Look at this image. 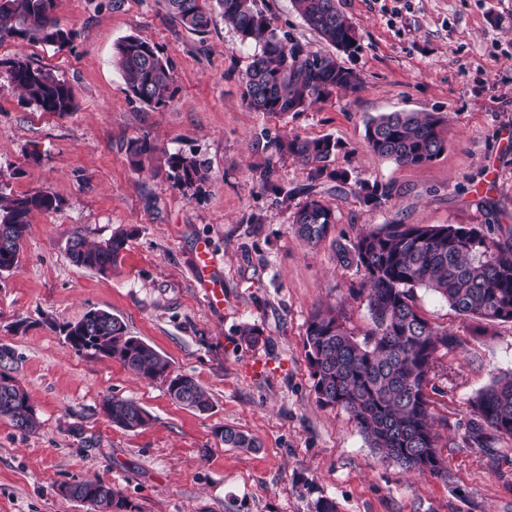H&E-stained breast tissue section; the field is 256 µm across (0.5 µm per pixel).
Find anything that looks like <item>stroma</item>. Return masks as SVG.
Wrapping results in <instances>:
<instances>
[{"label": "stroma", "mask_w": 512, "mask_h": 512, "mask_svg": "<svg viewBox=\"0 0 512 512\" xmlns=\"http://www.w3.org/2000/svg\"><path fill=\"white\" fill-rule=\"evenodd\" d=\"M276 26L315 52L329 46L291 0H265ZM360 35L344 58L356 92H339L282 118L248 108L245 71L256 51L217 24L196 35L172 21L161 0H59L70 47L0 42V61L19 57L65 79L74 111L39 110L0 90V194L53 192L58 210L31 214L19 262L0 272V345L15 354L13 374L41 426L23 433L0 419V512H86L61 485L99 480L120 490L135 512H512V438L482 447L470 439L471 402L512 371V320L487 325L458 315L430 289L415 304L460 345L438 353L427 395L447 478L418 476L378 461L350 415L320 407L306 359L305 330L318 309L337 306L348 329L371 326L361 279L336 261L337 243L393 221L459 224L512 233V0H339ZM135 36L159 47L174 67V101L161 110L133 100L114 64L117 45ZM444 119L446 150L432 162L399 166L365 146V124L388 112ZM339 140L336 168L353 183L393 185L369 208L353 195L323 190L336 223L317 245L290 229L308 182L299 162L276 163L282 200L256 174L283 134ZM153 153L134 157L130 139ZM205 160L204 194L184 196L167 177L172 153ZM134 229L107 275L75 266L67 242H102ZM215 258L222 305L208 302L196 277V245ZM120 318L190 375L212 402L201 414L173 401L161 381L119 361L76 354L59 327L89 309ZM24 331H16V323ZM262 336L240 341L242 326ZM270 371L251 377L247 362ZM137 401L149 425L126 431L101 413L104 398ZM232 426L256 437L246 452L224 446Z\"/></svg>", "instance_id": "obj_1"}]
</instances>
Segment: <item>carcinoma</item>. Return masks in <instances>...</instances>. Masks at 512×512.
I'll use <instances>...</instances> for the list:
<instances>
[{
    "label": "carcinoma",
    "instance_id": "carcinoma-1",
    "mask_svg": "<svg viewBox=\"0 0 512 512\" xmlns=\"http://www.w3.org/2000/svg\"><path fill=\"white\" fill-rule=\"evenodd\" d=\"M58 0H0V41L21 39L63 48L73 32L56 15ZM167 13L189 32L204 35L222 22L253 42V55L244 80L243 100L249 108L285 117L302 112L340 91H357L360 77L339 61L359 48L355 25L339 0H292L303 21L335 48L334 54L307 50L274 25L264 0H165ZM114 63L129 95L160 109L173 102L177 86L173 67L160 49L130 36L116 47ZM18 91L44 112H70L71 86L53 71L26 58L7 63L0 88ZM443 120L432 112H389L370 120L365 145L375 156L399 166L425 164L447 146ZM275 155L291 156L308 168L310 183L297 191L275 184L273 164L259 172V181L284 193L306 195L292 216L293 234L309 245L325 239L335 224L331 207L315 193L317 182L334 183L345 194L348 174L330 167L339 142L286 135L273 143ZM168 177L185 196L196 197L211 180L202 160L179 153L166 159ZM368 207L383 206L393 186L359 184L352 190ZM49 190L5 199L0 196V272L12 269L35 211L59 208ZM130 233L118 230L97 244L79 233L68 240L71 262L100 274L112 271L126 250ZM343 267L362 273L360 287L372 327L358 340L335 309L313 313L305 331V349L317 402L350 414L380 461H392L419 475L448 477L439 448V434L429 412L426 389L440 350H453L460 341L448 329L431 324L416 310L413 290L424 286L437 293L456 312L486 323L512 320V234L506 238L487 230L454 224H383L336 247ZM60 331L78 354L115 359L144 380H160L176 402L200 413L212 409L206 391L191 376L177 373L170 361L152 346L126 332L124 323L101 309L88 310ZM12 350L0 346V418L21 432L40 426L26 390L12 375ZM471 423L497 437H512V372L502 374L472 402ZM101 412L113 425L136 431L149 422L146 410L132 399L107 397ZM229 448L251 450L257 440L233 427L219 430ZM79 502L88 512H132L134 506L111 485L101 481L73 483Z\"/></svg>",
    "mask_w": 512,
    "mask_h": 512
}]
</instances>
